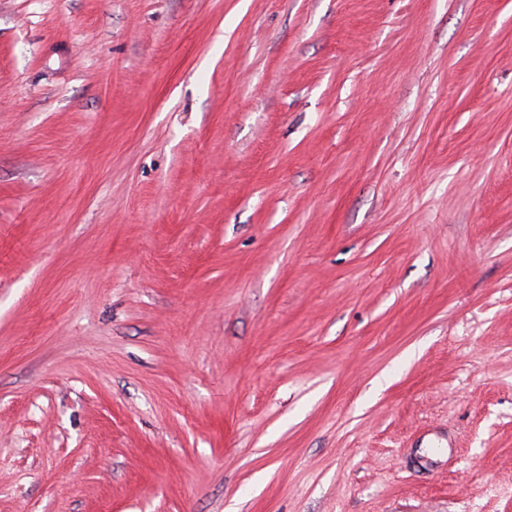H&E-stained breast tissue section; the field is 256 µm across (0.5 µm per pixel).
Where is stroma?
Here are the masks:
<instances>
[{"mask_svg":"<svg viewBox=\"0 0 512 512\" xmlns=\"http://www.w3.org/2000/svg\"><path fill=\"white\" fill-rule=\"evenodd\" d=\"M0 512H512V0H0Z\"/></svg>","mask_w":512,"mask_h":512,"instance_id":"stroma-1","label":"stroma"}]
</instances>
